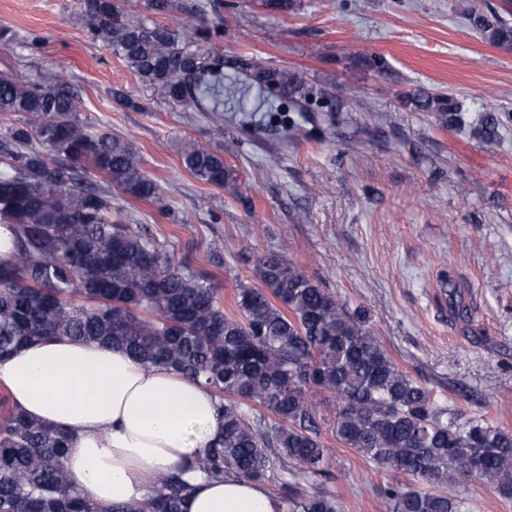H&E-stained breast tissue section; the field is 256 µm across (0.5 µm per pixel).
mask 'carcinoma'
Masks as SVG:
<instances>
[{"label": "carcinoma", "instance_id": "1", "mask_svg": "<svg viewBox=\"0 0 512 512\" xmlns=\"http://www.w3.org/2000/svg\"><path fill=\"white\" fill-rule=\"evenodd\" d=\"M81 20L142 82L185 107L208 97L220 111L224 81L200 29L131 16L121 0H84ZM471 23L512 51L511 22L474 10ZM253 82L300 89L286 70L259 71ZM415 105L456 121L450 97ZM0 112L18 117L0 135V226L13 236L12 259L0 263V358L50 336L122 346L146 367L204 385L224 422L221 438L160 476L145 502L108 512H183L187 472L270 483L283 512H339L319 483L329 450L317 413L327 397L336 401V441L408 477L381 489L387 512H465L457 486L469 479L512 499V431L440 403L389 356L363 307L269 254L256 266L260 285L238 284L228 313L206 277L112 217L111 189L147 201L158 184L129 143L81 120L63 70L34 81L1 71ZM501 125L494 112L482 117L486 148ZM182 164L207 184L235 181L223 157L195 143ZM69 438L18 407L0 418V512H99L74 492Z\"/></svg>", "mask_w": 512, "mask_h": 512}]
</instances>
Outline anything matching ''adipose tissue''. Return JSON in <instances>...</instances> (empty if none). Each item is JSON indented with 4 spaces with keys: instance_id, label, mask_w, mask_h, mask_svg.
I'll return each instance as SVG.
<instances>
[{
    "instance_id": "ef3b65f1",
    "label": "adipose tissue",
    "mask_w": 512,
    "mask_h": 512,
    "mask_svg": "<svg viewBox=\"0 0 512 512\" xmlns=\"http://www.w3.org/2000/svg\"><path fill=\"white\" fill-rule=\"evenodd\" d=\"M0 386L33 419L72 431L65 465L78 494L104 508L145 501L157 475L180 469L222 430L209 391L119 347L37 342L0 361ZM195 485L183 512H282L255 482Z\"/></svg>"
}]
</instances>
